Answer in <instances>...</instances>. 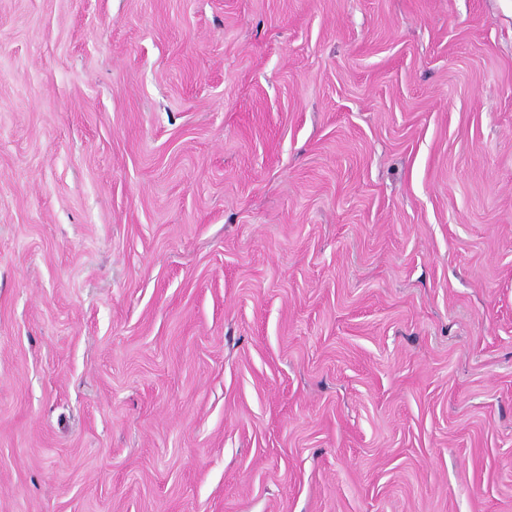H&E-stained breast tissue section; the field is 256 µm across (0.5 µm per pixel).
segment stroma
<instances>
[{"instance_id": "obj_1", "label": "stroma", "mask_w": 512, "mask_h": 512, "mask_svg": "<svg viewBox=\"0 0 512 512\" xmlns=\"http://www.w3.org/2000/svg\"><path fill=\"white\" fill-rule=\"evenodd\" d=\"M0 512H512V0H0Z\"/></svg>"}]
</instances>
